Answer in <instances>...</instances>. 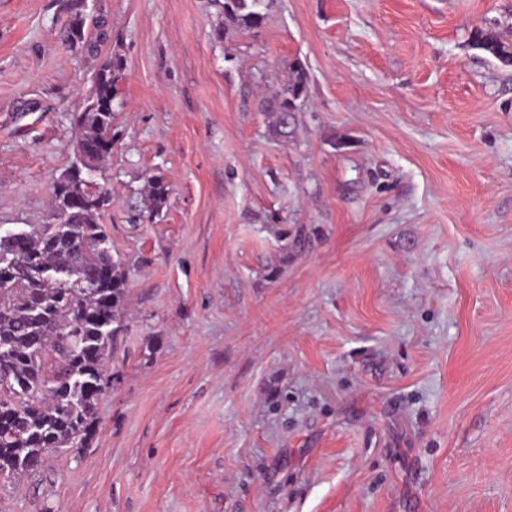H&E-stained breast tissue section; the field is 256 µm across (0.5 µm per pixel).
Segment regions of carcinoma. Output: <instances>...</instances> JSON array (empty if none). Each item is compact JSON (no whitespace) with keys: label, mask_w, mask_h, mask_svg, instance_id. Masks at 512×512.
<instances>
[{"label":"carcinoma","mask_w":512,"mask_h":512,"mask_svg":"<svg viewBox=\"0 0 512 512\" xmlns=\"http://www.w3.org/2000/svg\"><path fill=\"white\" fill-rule=\"evenodd\" d=\"M83 0H68L61 44L91 57L101 56L110 33L103 16L93 21L96 35L85 33ZM270 0H222L224 18L250 33L266 20ZM473 46L496 58L507 52L494 35L482 31ZM103 57V56H101ZM288 83L266 97L270 132L288 138L297 126L299 101L307 74L299 61L289 65ZM120 56L105 57L93 75V91L72 115L76 139L99 140L96 164L112 154V121ZM153 212L160 214L169 186L160 174L146 178ZM84 196L71 201L72 189H52L53 211L61 224H38L29 234L0 236V479L35 476L44 470L47 453L86 448L93 437L96 409L103 393L106 361L123 332L128 277L108 245L104 217L112 205L106 188L84 184ZM75 267L80 280L48 288L29 274L34 264Z\"/></svg>","instance_id":"1"}]
</instances>
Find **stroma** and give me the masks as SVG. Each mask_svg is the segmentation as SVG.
I'll list each match as a JSON object with an SVG mask.
<instances>
[{"mask_svg": "<svg viewBox=\"0 0 512 512\" xmlns=\"http://www.w3.org/2000/svg\"><path fill=\"white\" fill-rule=\"evenodd\" d=\"M62 4L0 0L6 231L48 223L99 65ZM98 4L115 379L91 446L0 482V512H512V65L472 46H512V0H272L220 40L210 0ZM295 60L283 141L260 102ZM84 0H69L64 6L67 13V20L59 30V40L61 44L70 50L79 49L91 57L101 55L102 46L108 41L110 33L107 30V24L104 17L100 15L93 21V28L97 29L96 36L92 37V31L89 35L85 33L87 16L82 2ZM85 16V17H84ZM123 66L120 56L110 52L105 56L93 75V91L82 107L72 115L76 138L72 151L75 150L81 138L98 139V155L95 158L97 166L105 162L112 154V121L114 100L117 96V85L122 80ZM94 164L88 165L93 174L100 170ZM146 182L153 212L155 215H159L167 202L169 186L160 174L148 176Z\"/></svg>", "mask_w": 512, "mask_h": 512, "instance_id": "obj_1", "label": "stroma"}]
</instances>
